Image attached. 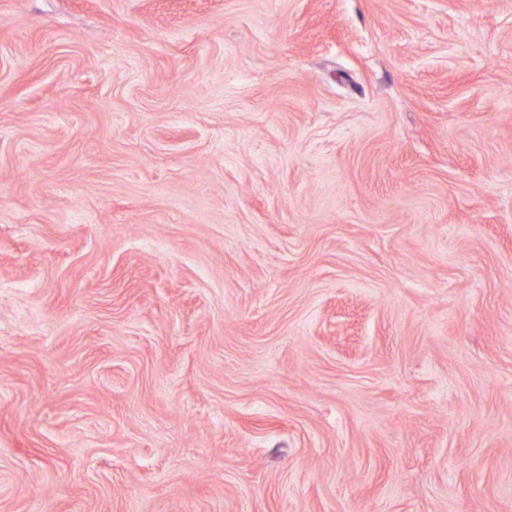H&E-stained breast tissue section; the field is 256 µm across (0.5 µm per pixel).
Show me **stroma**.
Returning a JSON list of instances; mask_svg holds the SVG:
<instances>
[{
	"label": "stroma",
	"mask_w": 512,
	"mask_h": 512,
	"mask_svg": "<svg viewBox=\"0 0 512 512\" xmlns=\"http://www.w3.org/2000/svg\"><path fill=\"white\" fill-rule=\"evenodd\" d=\"M0 512H512V0H0Z\"/></svg>",
	"instance_id": "1"
}]
</instances>
